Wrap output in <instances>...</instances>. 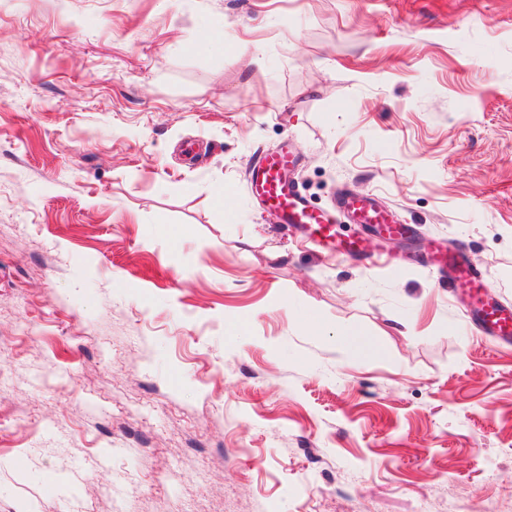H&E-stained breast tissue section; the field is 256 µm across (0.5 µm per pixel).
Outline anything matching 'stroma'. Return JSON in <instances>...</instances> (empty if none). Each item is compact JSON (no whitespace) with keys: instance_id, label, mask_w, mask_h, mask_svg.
I'll return each instance as SVG.
<instances>
[{"instance_id":"obj_1","label":"stroma","mask_w":512,"mask_h":512,"mask_svg":"<svg viewBox=\"0 0 512 512\" xmlns=\"http://www.w3.org/2000/svg\"><path fill=\"white\" fill-rule=\"evenodd\" d=\"M282 148L415 242L301 243ZM436 246L512 305V0H0V512H512V346ZM296 165L288 152L266 153L254 169L250 181L252 192L261 201L282 213L286 224L297 226L312 240L328 248H336L343 257L367 259L370 244L362 237L338 238L336 225L328 216L311 209L296 187L288 182L287 174Z\"/></svg>"}]
</instances>
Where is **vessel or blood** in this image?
<instances>
[{
    "instance_id": "vessel-or-blood-1",
    "label": "vessel or blood",
    "mask_w": 512,
    "mask_h": 512,
    "mask_svg": "<svg viewBox=\"0 0 512 512\" xmlns=\"http://www.w3.org/2000/svg\"><path fill=\"white\" fill-rule=\"evenodd\" d=\"M296 165L295 158L287 152H273L262 156L250 181L253 193L274 210L282 213L285 223L297 226L312 240L322 246L336 249L342 256L362 261L370 248L368 239L362 237L338 238L336 226L326 214L311 209L296 187L289 183L287 174ZM341 205L356 223L388 235H400L404 225L396 223L385 208L367 196L349 193ZM448 266L456 284L465 288L473 310L471 319L493 336L504 339L512 336V306L500 302L488 290L487 278L469 260L449 258Z\"/></svg>"
}]
</instances>
